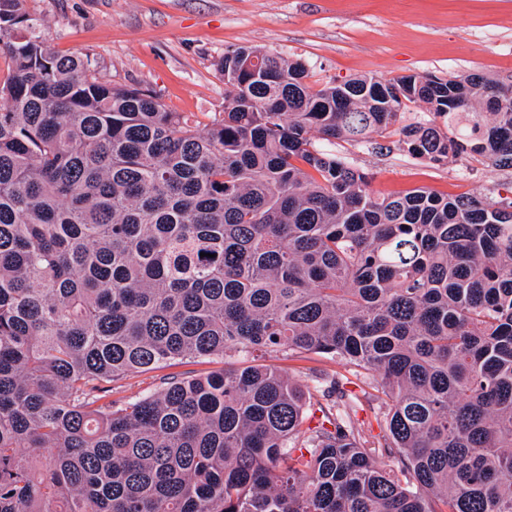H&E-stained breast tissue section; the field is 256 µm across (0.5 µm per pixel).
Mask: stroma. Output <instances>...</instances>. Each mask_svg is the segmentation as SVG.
<instances>
[{
  "mask_svg": "<svg viewBox=\"0 0 512 512\" xmlns=\"http://www.w3.org/2000/svg\"><path fill=\"white\" fill-rule=\"evenodd\" d=\"M26 8L41 19L44 38L59 54L93 53L102 80L152 89L169 110L195 113L205 126L224 106L215 63L239 46L303 60L314 89L359 76L445 79L475 72L512 79V0H26ZM332 151L370 174L379 195L426 187L512 199V168L473 157L428 163L384 134L368 144L340 141ZM252 358L318 385L322 403L337 399L335 362L259 352ZM223 367L218 358L188 359L131 372L113 382L112 398L122 402L167 379Z\"/></svg>",
  "mask_w": 512,
  "mask_h": 512,
  "instance_id": "35a3bbf8",
  "label": "stroma"
}]
</instances>
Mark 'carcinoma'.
Here are the masks:
<instances>
[{
    "label": "carcinoma",
    "mask_w": 512,
    "mask_h": 512,
    "mask_svg": "<svg viewBox=\"0 0 512 512\" xmlns=\"http://www.w3.org/2000/svg\"><path fill=\"white\" fill-rule=\"evenodd\" d=\"M24 2L0 0V512H512V201L376 195L313 141L512 167V82L312 90L303 61L241 46L202 129L54 52ZM251 351L365 389L327 409L241 362L101 395ZM315 404L331 427L306 424ZM224 363L219 358L188 359L147 372H131L112 382V401L122 402L153 391L167 379L184 376H204L220 371Z\"/></svg>",
    "instance_id": "1"
}]
</instances>
